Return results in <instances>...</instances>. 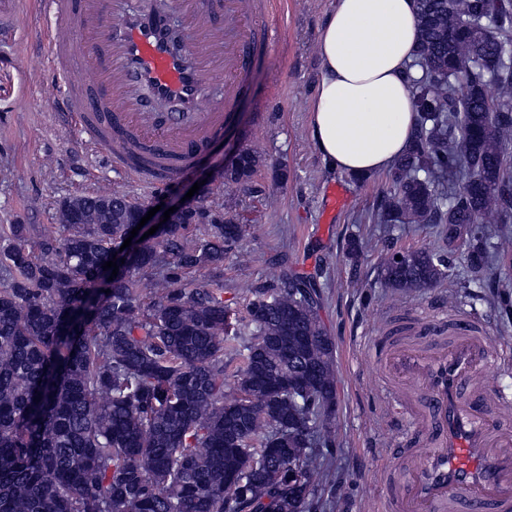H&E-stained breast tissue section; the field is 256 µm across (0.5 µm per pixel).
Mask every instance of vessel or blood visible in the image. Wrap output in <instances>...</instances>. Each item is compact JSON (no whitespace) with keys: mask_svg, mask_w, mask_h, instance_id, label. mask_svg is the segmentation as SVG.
Segmentation results:
<instances>
[{"mask_svg":"<svg viewBox=\"0 0 512 512\" xmlns=\"http://www.w3.org/2000/svg\"><path fill=\"white\" fill-rule=\"evenodd\" d=\"M49 19L52 73L64 79L79 66L96 71L89 84H66L59 111L88 133L103 157L128 166L113 128L155 145L169 176L224 133L232 106L247 87L250 55L265 50L274 30L255 24L250 36L225 50L221 18L241 0H41ZM186 19L181 50L171 46L169 11ZM226 76L206 112L199 102L215 73ZM430 340L405 339L381 356L397 399L426 450L395 482L401 512H512V400L478 383V370L512 355L490 343L472 316L433 323Z\"/></svg>","mask_w":512,"mask_h":512,"instance_id":"obj_1","label":"vessel or blood"}]
</instances>
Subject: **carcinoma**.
<instances>
[{"label":"carcinoma","mask_w":512,"mask_h":512,"mask_svg":"<svg viewBox=\"0 0 512 512\" xmlns=\"http://www.w3.org/2000/svg\"><path fill=\"white\" fill-rule=\"evenodd\" d=\"M411 77L417 134L388 172L379 224H458L493 239L468 245L472 268L512 255V0H417ZM495 85L498 94L487 95ZM261 156L243 149L224 183L251 180ZM467 175L458 190L437 191ZM79 195L63 238L42 255L29 228L9 226L0 250V512H324L334 485V342L308 280L224 300L217 269L241 224H170L126 271L100 278L122 246L134 204ZM162 268L150 292L134 272ZM448 257L385 255L386 287L440 283ZM111 293H105V290ZM304 493L288 485V465Z\"/></svg>","instance_id":"obj_1"}]
</instances>
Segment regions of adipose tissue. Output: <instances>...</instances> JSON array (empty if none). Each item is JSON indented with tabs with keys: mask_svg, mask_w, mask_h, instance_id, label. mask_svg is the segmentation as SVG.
Returning <instances> with one entry per match:
<instances>
[{
	"mask_svg": "<svg viewBox=\"0 0 512 512\" xmlns=\"http://www.w3.org/2000/svg\"><path fill=\"white\" fill-rule=\"evenodd\" d=\"M417 45V0H332L308 104L309 134L329 169L378 174L409 147Z\"/></svg>",
	"mask_w": 512,
	"mask_h": 512,
	"instance_id": "ef3b65f1",
	"label": "adipose tissue"
}]
</instances>
